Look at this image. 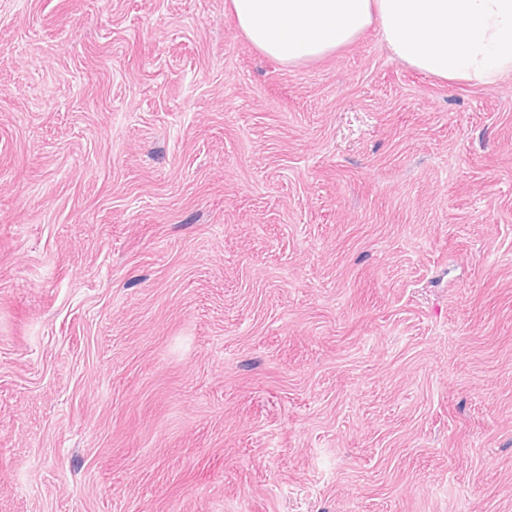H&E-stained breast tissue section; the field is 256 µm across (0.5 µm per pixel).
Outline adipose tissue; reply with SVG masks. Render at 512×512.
Here are the masks:
<instances>
[{"mask_svg":"<svg viewBox=\"0 0 512 512\" xmlns=\"http://www.w3.org/2000/svg\"><path fill=\"white\" fill-rule=\"evenodd\" d=\"M245 39L283 65L323 59L377 26L392 56L440 80L512 73V0H225Z\"/></svg>","mask_w":512,"mask_h":512,"instance_id":"ef3b65f1","label":"adipose tissue"}]
</instances>
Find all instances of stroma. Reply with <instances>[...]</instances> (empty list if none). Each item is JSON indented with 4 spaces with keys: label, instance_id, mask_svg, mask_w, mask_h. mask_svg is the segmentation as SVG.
<instances>
[{
    "label": "stroma",
    "instance_id": "35a3bbf8",
    "mask_svg": "<svg viewBox=\"0 0 512 512\" xmlns=\"http://www.w3.org/2000/svg\"><path fill=\"white\" fill-rule=\"evenodd\" d=\"M0 512H512V73L0 0Z\"/></svg>",
    "mask_w": 512,
    "mask_h": 512
}]
</instances>
